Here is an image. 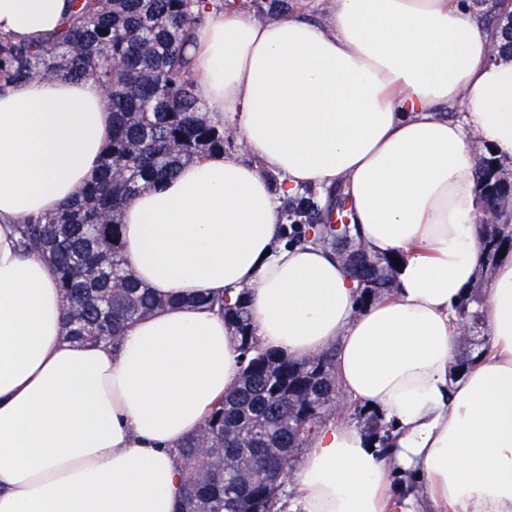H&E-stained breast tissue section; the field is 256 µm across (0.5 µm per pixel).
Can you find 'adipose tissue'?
Returning a JSON list of instances; mask_svg holds the SVG:
<instances>
[{
  "label": "adipose tissue",
  "instance_id": "obj_1",
  "mask_svg": "<svg viewBox=\"0 0 512 512\" xmlns=\"http://www.w3.org/2000/svg\"><path fill=\"white\" fill-rule=\"evenodd\" d=\"M323 20L207 5L189 53L209 120L240 155H205L123 210V252L171 306L119 349L62 334L52 265L16 227L78 198L112 136L101 87L66 77L0 90V512H179L183 441L233 388L237 343L197 293H251L256 336L305 359L336 351L344 394L397 431L312 434L287 512H512V258L481 308L488 352L450 371L454 301L478 274L474 141L512 161V60L467 0H331ZM67 0H0V36L39 41ZM457 108L446 117V108ZM343 185L375 256H396L393 296L356 308L328 250L280 244V204Z\"/></svg>",
  "mask_w": 512,
  "mask_h": 512
}]
</instances>
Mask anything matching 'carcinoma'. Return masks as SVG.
<instances>
[{
    "label": "carcinoma",
    "instance_id": "obj_1",
    "mask_svg": "<svg viewBox=\"0 0 512 512\" xmlns=\"http://www.w3.org/2000/svg\"><path fill=\"white\" fill-rule=\"evenodd\" d=\"M207 0H69L59 27L39 44L0 37V85L64 76L92 80L112 110V138L84 192L62 209L20 225L21 244L56 269L63 298V335L119 343L124 329L164 301L128 266L121 241L122 211L129 200L172 177L194 158L224 151L233 135L210 123L194 93L186 57L189 35ZM493 27V47L512 57L508 4ZM497 158L479 165L477 193L480 275L461 297L460 322L481 321L488 267L512 253L504 209L512 185L492 171ZM290 240L332 250L357 283L364 308L395 288L391 257L369 254L353 234L347 194L338 186L320 205L310 195L288 198ZM193 301L224 316L241 354L234 390L186 439L178 458L186 473L182 512H274L293 464L315 428L336 403L335 350L294 359L262 347L254 335L248 292L231 302L197 295ZM370 432L388 439V426L355 405Z\"/></svg>",
    "mask_w": 512,
    "mask_h": 512
}]
</instances>
